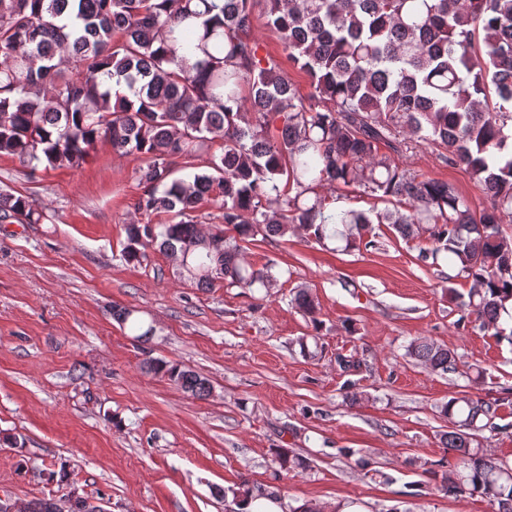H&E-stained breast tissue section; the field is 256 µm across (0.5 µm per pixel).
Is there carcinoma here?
<instances>
[{
  "instance_id": "cac0c4a2",
  "label": "carcinoma",
  "mask_w": 512,
  "mask_h": 512,
  "mask_svg": "<svg viewBox=\"0 0 512 512\" xmlns=\"http://www.w3.org/2000/svg\"><path fill=\"white\" fill-rule=\"evenodd\" d=\"M288 59L310 78L303 96L251 38L255 6ZM214 138L221 154L207 170L174 176ZM442 146L485 190L476 210L456 187L423 178L381 152L405 139ZM116 154H141L136 171L145 214L171 223L127 225L123 257L137 261L160 243L181 255L183 273L207 288H272L269 264L241 260V243L283 236L295 224L318 241L374 246L371 224L403 238L425 229L422 261L447 255L470 281L468 301L483 331L512 342V0H0V154L40 165L79 168L100 143ZM353 187L406 212L370 217L331 211L323 190ZM211 200L223 230L203 233L195 212ZM29 197L0 191V222L38 224ZM291 303L313 317L306 288ZM116 318L146 341L133 312ZM408 355L433 372H459L456 353L416 339ZM155 374L197 397L209 381L178 363L153 360ZM497 401L453 396L441 407L456 462L438 490L480 496L512 512V468L472 447ZM273 464L302 465L287 448Z\"/></svg>"
}]
</instances>
